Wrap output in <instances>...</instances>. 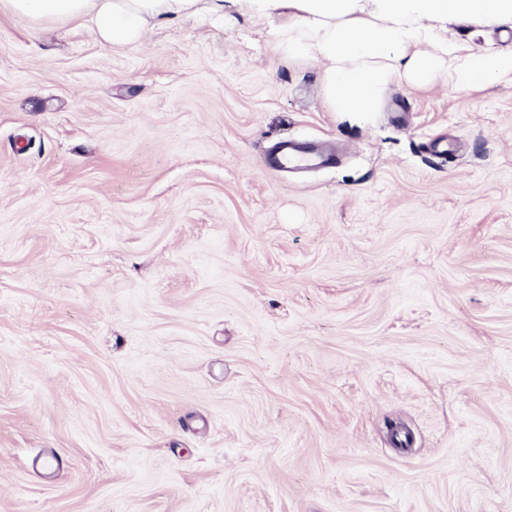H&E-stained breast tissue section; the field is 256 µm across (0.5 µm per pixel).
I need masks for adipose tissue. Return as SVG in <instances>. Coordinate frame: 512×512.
I'll return each instance as SVG.
<instances>
[{
  "instance_id": "ef3b65f1",
  "label": "adipose tissue",
  "mask_w": 512,
  "mask_h": 512,
  "mask_svg": "<svg viewBox=\"0 0 512 512\" xmlns=\"http://www.w3.org/2000/svg\"><path fill=\"white\" fill-rule=\"evenodd\" d=\"M35 20L82 18L110 45H134L167 17L195 15L200 0H10ZM250 12L281 17L274 32L289 55L321 63L340 112H371L399 79L441 77L457 87L512 81V53H475L448 39L443 25L512 22V0H241Z\"/></svg>"
}]
</instances>
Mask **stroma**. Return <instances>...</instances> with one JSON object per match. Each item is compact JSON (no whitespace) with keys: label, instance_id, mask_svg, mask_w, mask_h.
<instances>
[{"label":"stroma","instance_id":"obj_1","mask_svg":"<svg viewBox=\"0 0 512 512\" xmlns=\"http://www.w3.org/2000/svg\"><path fill=\"white\" fill-rule=\"evenodd\" d=\"M279 23L0 0V512H512V82L339 112ZM202 0H10L12 10L34 20L83 18L110 45H136L156 20L187 17ZM273 166L278 169H297L320 162V158L309 148L301 149L293 142L280 144L276 152L270 156Z\"/></svg>","mask_w":512,"mask_h":512}]
</instances>
